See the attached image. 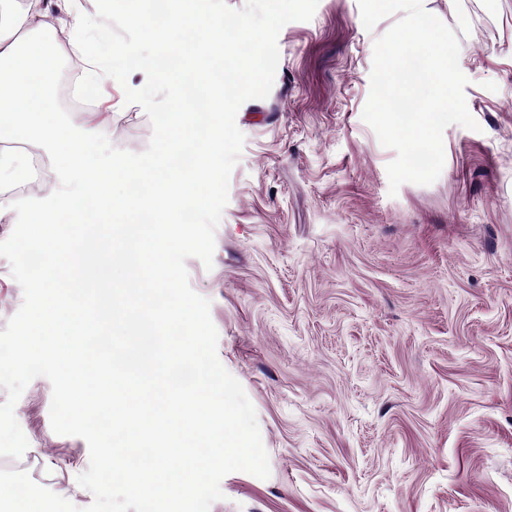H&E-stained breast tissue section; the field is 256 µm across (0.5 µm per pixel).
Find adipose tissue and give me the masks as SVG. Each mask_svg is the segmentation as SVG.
Here are the masks:
<instances>
[{
	"label": "adipose tissue",
	"instance_id": "adipose-tissue-1",
	"mask_svg": "<svg viewBox=\"0 0 512 512\" xmlns=\"http://www.w3.org/2000/svg\"><path fill=\"white\" fill-rule=\"evenodd\" d=\"M211 4L212 0H171L170 27L195 28L205 24L218 29L220 23L211 12ZM48 15L41 0H0V157L9 155V134L19 132L36 141L48 156L62 155L73 164L101 131L51 117L43 109L45 81L58 63L56 48L45 37ZM163 52L174 58L180 71V88L167 120V151L135 168L121 163L106 169L93 163L83 165L82 182L89 202L79 205L61 194L52 211L35 216V223L47 229L41 244L48 285L55 288L56 295L48 298L41 290H33L32 296L38 301L40 335L19 343L14 363L22 365L35 352L54 356L56 349L46 343L45 337L61 323L70 324L75 331L72 350L83 349L86 339L82 330L90 325L91 318L81 299L72 295L71 280L63 272L76 259L82 267L93 265L102 244L93 237L74 242L65 229L77 223H103L113 212H125L127 221L118 227L119 245L113 248L109 259L112 264L135 272L123 290L128 305L118 308L111 294L103 293L97 308L101 317L117 313L142 330L138 357L117 364L122 375L112 387V400L120 412L113 421L127 435L131 449L148 442L155 453L137 461L130 454L116 459L112 456V442L106 439L102 442L103 454L112 457L113 473L126 478L131 492L159 502L161 512H178L179 502L193 496L200 486L207 463L219 458L233 462L243 436L231 426L230 416L217 414L212 398L216 379L209 372H201L185 390L165 382L145 386L142 396L127 390L128 385L142 384L143 366L156 349L164 350L171 366L198 349L194 336L177 331L184 320L182 306L171 302L161 309L156 304L159 295L170 294L175 286L177 272L167 254L181 243L182 236L176 228L161 227L156 221L142 223L141 216L149 213L168 219L185 205L205 206L217 188L210 173L223 157L224 133L213 124L206 132H199L192 115L229 109L233 101L228 91L241 81L245 68L225 60L224 41L215 37L203 40L192 54L167 38ZM115 181H136L142 190L135 195L100 199L102 184ZM176 455L186 460V467L171 466Z\"/></svg>",
	"mask_w": 512,
	"mask_h": 512
}]
</instances>
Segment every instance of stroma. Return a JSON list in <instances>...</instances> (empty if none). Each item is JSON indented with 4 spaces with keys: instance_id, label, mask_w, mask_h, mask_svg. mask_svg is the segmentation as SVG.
<instances>
[{
    "instance_id": "stroma-1",
    "label": "stroma",
    "mask_w": 512,
    "mask_h": 512,
    "mask_svg": "<svg viewBox=\"0 0 512 512\" xmlns=\"http://www.w3.org/2000/svg\"><path fill=\"white\" fill-rule=\"evenodd\" d=\"M112 13V129L93 163L166 150L174 71L128 0ZM452 28L479 125H449L429 185L390 194L362 112L373 47L358 0H319L286 24L267 98L237 112L245 136L215 229L212 268L188 258L210 302L217 356L252 402L270 476L226 475L210 512H512V0H423ZM52 386L15 406L37 484L79 507L86 441L54 433Z\"/></svg>"
}]
</instances>
